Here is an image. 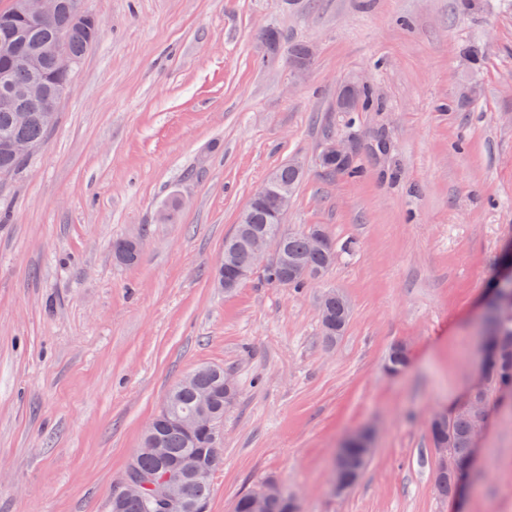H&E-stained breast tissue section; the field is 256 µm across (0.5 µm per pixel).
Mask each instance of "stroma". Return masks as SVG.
<instances>
[{
  "mask_svg": "<svg viewBox=\"0 0 512 512\" xmlns=\"http://www.w3.org/2000/svg\"><path fill=\"white\" fill-rule=\"evenodd\" d=\"M83 5L99 39L44 144L0 184V512H109L168 390L206 364L237 389L208 512L271 479L299 512H453L428 423L476 378L512 244V0ZM297 43L313 51L300 78ZM350 83L371 107L337 111ZM348 135L361 177L325 176L323 146ZM296 157L285 227L355 250L298 290L259 271L218 288L241 211ZM174 194L185 204L161 220ZM119 238L141 242L135 264L113 260ZM330 289L352 309L333 345ZM396 343L411 361L390 375ZM487 410L463 507L512 512V400L490 392ZM361 429L373 454L336 496V450Z\"/></svg>",
  "mask_w": 512,
  "mask_h": 512,
  "instance_id": "1",
  "label": "stroma"
}]
</instances>
